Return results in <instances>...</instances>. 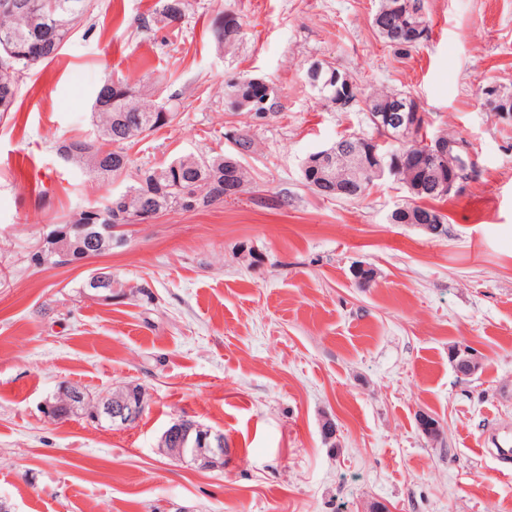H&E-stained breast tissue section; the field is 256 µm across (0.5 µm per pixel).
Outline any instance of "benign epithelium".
Wrapping results in <instances>:
<instances>
[{"mask_svg":"<svg viewBox=\"0 0 512 512\" xmlns=\"http://www.w3.org/2000/svg\"><path fill=\"white\" fill-rule=\"evenodd\" d=\"M402 110L403 107L397 104L391 112H372L370 117L379 128H392L393 137L407 142L415 138L416 127L426 122V115L418 111L408 116ZM434 144V155L441 161V165L435 168L436 188L446 191L464 186L475 167L472 153L460 142L443 134L435 138ZM345 154L355 159L357 170L372 172L378 178L396 174L407 165L412 168L426 166V160L417 152H405L388 160L386 156L376 154V150L366 148L364 143L352 149L336 146V158ZM453 364L458 375L468 377L478 372L481 360L474 350L462 346L455 350ZM147 405L143 390L112 397L104 395L93 401L84 397L80 389L64 386L45 401L43 410L47 417L61 420L85 408L92 420L98 423L105 420L116 427L128 428L139 421ZM418 426L429 439L434 440L439 436L438 421L426 413L418 415ZM158 448L173 461L190 462L204 470L223 469L224 456L228 453V449L224 448V434L193 423L185 416L173 421L164 431Z\"/></svg>","mask_w":512,"mask_h":512,"instance_id":"obj_1","label":"benign epithelium"}]
</instances>
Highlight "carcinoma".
Masks as SVG:
<instances>
[{"instance_id":"cac0c4a2","label":"carcinoma","mask_w":512,"mask_h":512,"mask_svg":"<svg viewBox=\"0 0 512 512\" xmlns=\"http://www.w3.org/2000/svg\"><path fill=\"white\" fill-rule=\"evenodd\" d=\"M20 6L11 12L0 10V58L13 54L11 67H0V118L13 120L19 112V82L23 75L55 60L71 39L79 22L89 8V0H17ZM186 0H157L152 12L141 19L145 29H162L174 25L185 15ZM373 26L379 36L395 52L408 55L419 49L420 30H430L425 0H379L373 17ZM218 43L231 46L240 33V24L232 16L217 15L212 23ZM320 96L331 104L346 100L353 104L363 103L362 111L389 112L394 103L409 102L415 109V101L407 94L377 88L364 92L341 73L336 81L322 75ZM227 108L231 112L245 111L251 122L235 128V145L232 154L218 153L209 157L192 154L179 156L159 167L141 171L137 184L119 195H109L102 201L88 205L64 217V220L49 226L75 244H83L88 238L104 236L105 252L112 251V238L104 235V227L112 224H135L139 218L150 213L157 217L180 211L179 201L196 197L193 210H205L224 205L226 198L234 195L229 186L237 185L242 192L253 184L250 170L242 159L257 152L258 143L254 129L280 113L276 108L280 97L272 84L260 86L254 79L239 76L227 84ZM112 104L98 113L100 129L98 137L76 139L59 146L61 158L67 162L83 165L92 173L107 178L125 175L132 163L128 150L139 137H146L173 123L178 113L163 104L137 93L124 79L112 80L107 87ZM427 129L416 131V139L391 145L393 151H426ZM407 189L410 200L404 203L405 210L393 218L396 224L417 210H429L439 217L441 224L447 217L433 203L448 198V194L435 191L434 186L414 190L410 175L403 173L398 178ZM28 261L35 267L56 266L53 253L45 249L29 252ZM112 271L100 268L82 282L83 293L99 295L110 287Z\"/></svg>"}]
</instances>
